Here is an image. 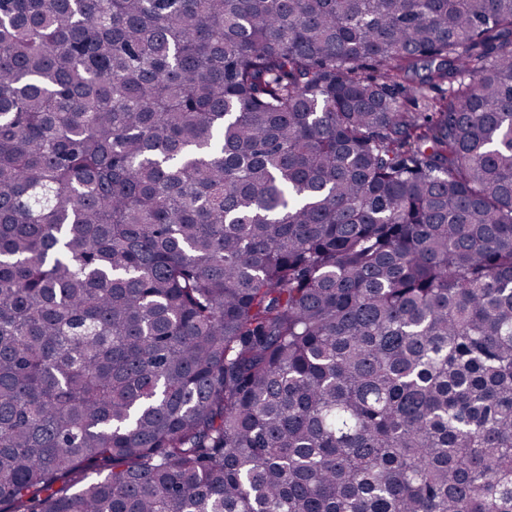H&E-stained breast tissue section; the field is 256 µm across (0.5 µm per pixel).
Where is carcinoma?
Here are the masks:
<instances>
[{
  "label": "carcinoma",
  "mask_w": 512,
  "mask_h": 512,
  "mask_svg": "<svg viewBox=\"0 0 512 512\" xmlns=\"http://www.w3.org/2000/svg\"><path fill=\"white\" fill-rule=\"evenodd\" d=\"M0 512H512V0H0Z\"/></svg>",
  "instance_id": "carcinoma-1"
}]
</instances>
